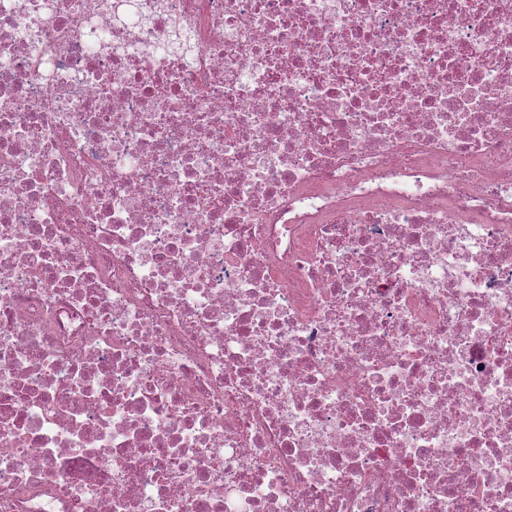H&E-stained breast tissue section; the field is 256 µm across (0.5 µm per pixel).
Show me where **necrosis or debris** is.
<instances>
[{"mask_svg": "<svg viewBox=\"0 0 512 512\" xmlns=\"http://www.w3.org/2000/svg\"><path fill=\"white\" fill-rule=\"evenodd\" d=\"M0 512H512V0H0Z\"/></svg>", "mask_w": 512, "mask_h": 512, "instance_id": "obj_1", "label": "necrosis or debris"}]
</instances>
